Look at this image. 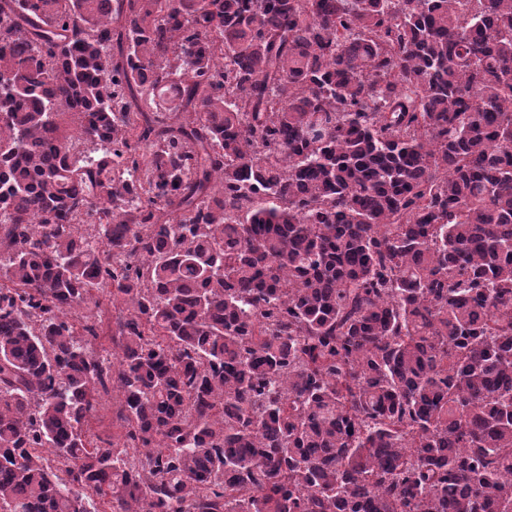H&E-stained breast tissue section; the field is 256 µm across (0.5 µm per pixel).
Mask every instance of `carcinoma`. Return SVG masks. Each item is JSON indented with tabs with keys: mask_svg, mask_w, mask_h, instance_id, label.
<instances>
[{
	"mask_svg": "<svg viewBox=\"0 0 512 512\" xmlns=\"http://www.w3.org/2000/svg\"><path fill=\"white\" fill-rule=\"evenodd\" d=\"M93 497L512 512V0H0V512ZM88 311L92 313H96L97 311L101 310V317L103 323V329L104 331L101 332V337L93 343V348L97 350H101L102 348H106L108 350H112V340L111 336L108 335L106 332V325L108 321L112 320V305L107 299H104V297H100V301L97 305H95L94 300L90 301L88 304ZM116 399L112 391L108 395H102L94 405L91 413V423L95 432L103 439H112V433L120 431L115 419Z\"/></svg>",
	"mask_w": 512,
	"mask_h": 512,
	"instance_id": "1",
	"label": "carcinoma"
}]
</instances>
